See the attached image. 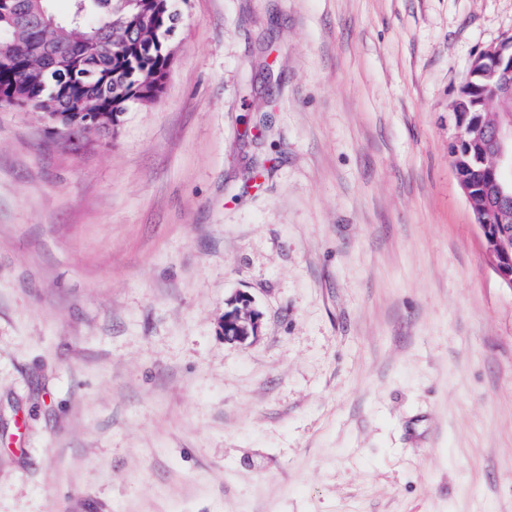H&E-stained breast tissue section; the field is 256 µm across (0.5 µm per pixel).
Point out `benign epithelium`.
Segmentation results:
<instances>
[{"label": "benign epithelium", "mask_w": 512, "mask_h": 512, "mask_svg": "<svg viewBox=\"0 0 512 512\" xmlns=\"http://www.w3.org/2000/svg\"><path fill=\"white\" fill-rule=\"evenodd\" d=\"M87 62H76L65 55H55L52 67L72 80L90 76L84 71ZM479 98L496 101L502 115L478 113L470 121L460 120L459 113L466 101ZM56 99L61 107L45 110L55 124L63 125L68 134L83 133L89 125L100 126V120H90V99L76 96L70 86L62 83ZM457 135L451 146L453 168L459 186L466 197L474 224L481 231L484 253L502 284L512 289V39L490 45L472 58L458 94L449 104ZM495 174L494 187L482 191L468 175L470 170ZM229 309L219 321L220 334L233 342H245L258 335L259 316L250 309V299L239 295L228 303Z\"/></svg>", "instance_id": "1"}]
</instances>
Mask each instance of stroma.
I'll return each instance as SVG.
<instances>
[{
  "instance_id": "obj_1",
  "label": "stroma",
  "mask_w": 512,
  "mask_h": 512,
  "mask_svg": "<svg viewBox=\"0 0 512 512\" xmlns=\"http://www.w3.org/2000/svg\"><path fill=\"white\" fill-rule=\"evenodd\" d=\"M174 6L113 130L0 108V512H512V290L448 112L512 0ZM172 35H168L163 40H159L155 36L148 35L147 38H151L147 42H141L145 39V37H141L137 43V45L145 44L152 45L155 43L158 49H164L167 55L173 56V51L170 47V39ZM169 46V47H168ZM164 52H160L159 50H154L152 52H145L143 55L138 56L134 63L133 69L138 71H146L147 74H150L154 77L152 83L144 87L145 94L143 97L146 99H150L155 97L161 90L164 79L167 76L169 70V61ZM250 303V299L245 295L236 296L229 301L230 309L224 310V316L219 321V331L224 339L245 342L258 335L259 316L249 309Z\"/></svg>"
}]
</instances>
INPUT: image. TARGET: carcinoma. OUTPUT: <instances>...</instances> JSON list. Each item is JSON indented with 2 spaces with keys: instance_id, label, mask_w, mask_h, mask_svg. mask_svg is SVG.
<instances>
[{
  "instance_id": "carcinoma-1",
  "label": "carcinoma",
  "mask_w": 512,
  "mask_h": 512,
  "mask_svg": "<svg viewBox=\"0 0 512 512\" xmlns=\"http://www.w3.org/2000/svg\"><path fill=\"white\" fill-rule=\"evenodd\" d=\"M20 2V14L0 18V42L12 43L16 58L13 67L0 69V90L10 95L3 106L30 110L50 106L55 101L53 93L59 75L50 66L47 56L59 53L80 59L88 41L101 39L100 52L88 67L91 73L88 82H94L100 70L112 71V85L100 102V109L112 116L108 112L112 97L130 89L126 74L121 72L124 52L120 47L126 41L127 33H137L142 18L141 4L145 0H72V11L63 20L54 14L51 0ZM166 5V11L152 18L162 36L173 29L178 18L172 0H166ZM133 69L153 76L152 83L144 87V97L150 99L160 92L169 61L165 53L154 50L138 56Z\"/></svg>"
}]
</instances>
